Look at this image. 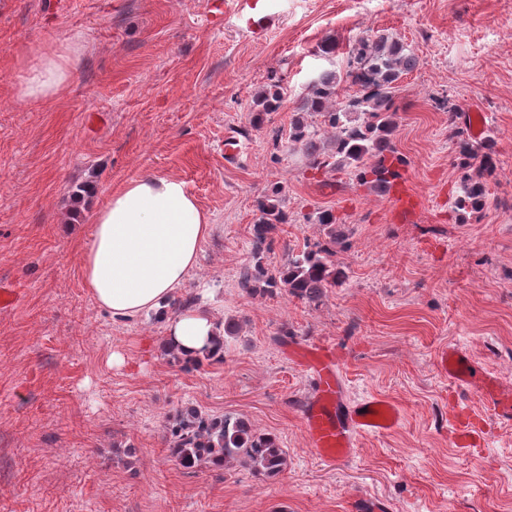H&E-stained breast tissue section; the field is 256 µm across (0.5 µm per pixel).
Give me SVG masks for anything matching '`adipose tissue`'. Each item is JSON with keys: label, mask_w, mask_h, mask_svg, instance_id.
Listing matches in <instances>:
<instances>
[{"label": "adipose tissue", "mask_w": 512, "mask_h": 512, "mask_svg": "<svg viewBox=\"0 0 512 512\" xmlns=\"http://www.w3.org/2000/svg\"><path fill=\"white\" fill-rule=\"evenodd\" d=\"M79 43L45 51L22 98L50 101L70 84ZM213 231L211 219L184 182L146 171L110 193L93 215L82 255L84 284L97 304L120 320L166 309L195 268ZM167 340L185 358L207 349L223 355L202 309L169 319Z\"/></svg>", "instance_id": "1"}]
</instances>
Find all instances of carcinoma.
<instances>
[{"instance_id": "obj_1", "label": "carcinoma", "mask_w": 512, "mask_h": 512, "mask_svg": "<svg viewBox=\"0 0 512 512\" xmlns=\"http://www.w3.org/2000/svg\"><path fill=\"white\" fill-rule=\"evenodd\" d=\"M420 65V58L399 36L378 33L359 38L349 52L348 70L321 72L307 87L294 107L288 143L307 159L309 167L324 172L348 171L363 185L376 187L401 177L406 164L394 143L396 117L401 109L398 91L403 76ZM346 82L353 91L338 98V87ZM281 82L263 89L256 99L252 122L259 126L281 109ZM332 132L323 139L322 130ZM459 186L455 209L480 213L489 203V178L497 168L496 143L488 137L473 141L464 130L454 129ZM260 216L254 224V246L260 249L277 224L287 223L280 201L267 196L259 201ZM313 223L326 230L327 241L288 258L274 273L246 267L239 285L254 292L263 282L265 291L285 292L308 304L319 303L325 290L345 278L336 265V245L341 234L330 210L315 213ZM170 456L183 468L226 467L246 464L265 478L279 475L286 453L276 438L255 432L240 418L211 416L196 408L180 412L169 430Z\"/></svg>"}]
</instances>
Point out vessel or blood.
I'll return each mask as SVG.
<instances>
[{"label":"vessel or blood","mask_w":512,"mask_h":512,"mask_svg":"<svg viewBox=\"0 0 512 512\" xmlns=\"http://www.w3.org/2000/svg\"><path fill=\"white\" fill-rule=\"evenodd\" d=\"M227 8L231 9L236 26L257 42L264 39L278 17L273 0H232L228 6L222 0H213L211 5L216 15L222 14ZM386 193L396 212L404 216L413 212V199L405 181L389 184ZM296 362L315 381V392L304 403L302 418L309 446L317 458L327 462L348 458L353 452L357 435H381L401 423V409L386 399L371 396L355 405L346 402L339 360L331 348H305L297 352ZM438 365L456 387L478 393L497 423H512L511 387L480 369L472 357L456 348L443 349ZM483 423V418L478 414L451 410L450 427L455 446L461 451L473 452L480 442Z\"/></svg>","instance_id":"obj_1"}]
</instances>
